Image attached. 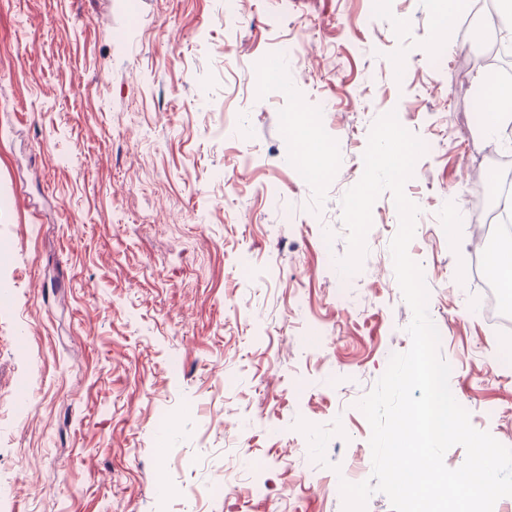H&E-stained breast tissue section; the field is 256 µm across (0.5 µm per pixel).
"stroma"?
Listing matches in <instances>:
<instances>
[{
	"label": "stroma",
	"instance_id": "stroma-1",
	"mask_svg": "<svg viewBox=\"0 0 512 512\" xmlns=\"http://www.w3.org/2000/svg\"><path fill=\"white\" fill-rule=\"evenodd\" d=\"M440 20L436 0H0L7 512H343L337 476L372 474L357 404L411 345L390 192L360 271L337 266L391 111L425 145L408 254L450 389L512 448V330L484 316L478 245L512 141L467 126L484 31ZM283 65L287 89L248 79ZM300 111L328 178L280 119Z\"/></svg>",
	"mask_w": 512,
	"mask_h": 512
}]
</instances>
